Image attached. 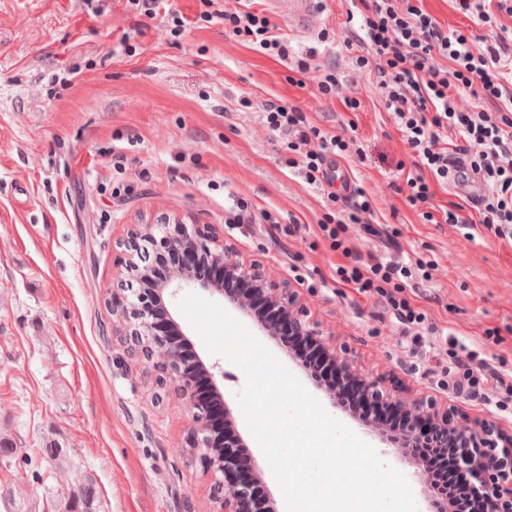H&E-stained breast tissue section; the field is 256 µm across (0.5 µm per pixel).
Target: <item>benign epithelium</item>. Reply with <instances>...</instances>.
I'll return each instance as SVG.
<instances>
[{
	"label": "benign epithelium",
	"instance_id": "7a95c632",
	"mask_svg": "<svg viewBox=\"0 0 512 512\" xmlns=\"http://www.w3.org/2000/svg\"><path fill=\"white\" fill-rule=\"evenodd\" d=\"M119 247V283L138 282L141 289L131 298L119 288L112 290V313L117 316L115 331L125 337L128 345L137 347L141 359L162 371L161 381H171L179 395L189 400L195 426L188 445L200 453L215 484L220 486L219 503L224 512H266L255 501L254 485L248 477L249 469L258 471L260 466L255 461L253 467H248L232 451L234 447H244L237 437L227 438L224 449L218 448L213 417L217 412L224 413L226 419L231 415L219 387L224 374H216L217 365L203 362L201 377L184 368L178 342L169 336L168 328L176 327V323L166 300L188 287L224 299L244 316H252L253 311L238 292L199 279L195 267L201 263L221 269L224 278L242 283L263 301L274 323L263 328L270 340L286 346L284 333L294 332V340L320 347L327 362L370 408L389 406L410 413L414 420L413 439L421 438L427 420L450 434L455 447L460 449L457 465L483 504V512H512V435H505L493 422H470L457 409L441 406L432 397H401L382 378L363 372L315 324L304 319L295 292L272 283L259 266L246 265L230 255L211 227L190 228L169 220L137 225L128 231ZM156 347L161 349L160 361L154 360Z\"/></svg>",
	"mask_w": 512,
	"mask_h": 512
}]
</instances>
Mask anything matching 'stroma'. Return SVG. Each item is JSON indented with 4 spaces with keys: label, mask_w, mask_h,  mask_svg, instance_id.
Wrapping results in <instances>:
<instances>
[{
    "label": "stroma",
    "mask_w": 512,
    "mask_h": 512,
    "mask_svg": "<svg viewBox=\"0 0 512 512\" xmlns=\"http://www.w3.org/2000/svg\"><path fill=\"white\" fill-rule=\"evenodd\" d=\"M174 3L192 22L177 38L126 0H0V436L18 448L0 459V512H60L84 473L98 484L96 512H215L213 479L188 448L192 408L170 389L154 402V374L112 333L118 242L131 225L166 216L211 226L241 260L293 288L309 320L388 386L512 433L511 401L487 384L457 394L432 359L454 364L461 342L477 353L470 370L486 362L512 374V244L479 224L427 223L397 193L411 155L374 75L354 63L347 0H322L317 33L289 35L288 53L316 49L314 66L357 86L356 112L201 19V0ZM72 68L75 85L53 83ZM269 100L334 133L355 125L364 157L346 168L396 247L360 224L342 225L332 247L319 230L338 211L331 188L289 167L285 135L266 127ZM372 255L434 263L415 290L424 323L403 325L383 299L336 285L337 266ZM179 323L196 355L223 369L238 429L263 459L236 405L243 371L210 353L187 318ZM313 395L422 500L421 478L373 425ZM49 437L64 464L40 456Z\"/></svg>",
    "instance_id": "stroma-1"
}]
</instances>
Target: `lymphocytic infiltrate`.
<instances>
[{
  "label": "lymphocytic infiltrate",
  "instance_id": "1",
  "mask_svg": "<svg viewBox=\"0 0 512 512\" xmlns=\"http://www.w3.org/2000/svg\"><path fill=\"white\" fill-rule=\"evenodd\" d=\"M458 10L476 25L488 28L493 41L477 46L475 35L445 30L425 8L424 0H350L356 14L352 37L365 48L355 65L371 69L385 107L413 155L414 171L403 192L421 207L431 224H481L495 236L512 240V0H455ZM204 0L208 20L266 56L287 60L288 47L259 0H232L217 8ZM446 66H439V59ZM266 123L288 137L287 149L297 156L308 184H320L332 156H362L355 139L343 138L308 124L295 106L267 103ZM468 173L476 187L465 200L433 205L436 188ZM413 270L382 260L351 268L337 267L336 282L367 296L385 298L396 319L419 324L425 315L406 294ZM325 384L341 405L360 419L379 421L393 439L405 440L411 425L407 413L384 408L369 412L355 393L336 377ZM436 429L422 443L430 474L428 489L448 501L450 512H480L467 481L454 465V448L436 447Z\"/></svg>",
  "mask_w": 512,
  "mask_h": 512
}]
</instances>
